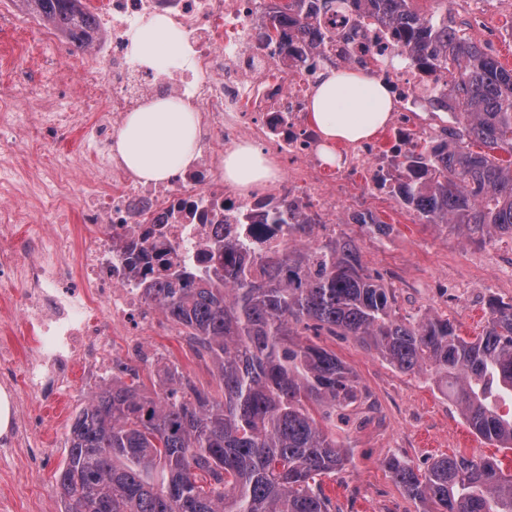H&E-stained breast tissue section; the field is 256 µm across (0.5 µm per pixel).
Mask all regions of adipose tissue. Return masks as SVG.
Instances as JSON below:
<instances>
[{
  "label": "adipose tissue",
  "mask_w": 512,
  "mask_h": 512,
  "mask_svg": "<svg viewBox=\"0 0 512 512\" xmlns=\"http://www.w3.org/2000/svg\"><path fill=\"white\" fill-rule=\"evenodd\" d=\"M180 33L162 17L138 29L131 54L140 63L153 64L159 53L176 50ZM393 99L389 89L370 75L354 70L327 74L309 106V116L325 143L354 142L373 136L390 119ZM118 150L125 164L145 183L168 179L191 166L199 154V115L175 98L150 100L127 114ZM273 175L267 158L243 145L224 159V177L242 187L261 184Z\"/></svg>",
  "instance_id": "obj_1"
}]
</instances>
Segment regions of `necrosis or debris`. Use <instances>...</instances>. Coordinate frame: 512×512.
<instances>
[{
  "label": "necrosis or debris",
  "mask_w": 512,
  "mask_h": 512,
  "mask_svg": "<svg viewBox=\"0 0 512 512\" xmlns=\"http://www.w3.org/2000/svg\"><path fill=\"white\" fill-rule=\"evenodd\" d=\"M280 0H94L96 36L78 87H54L34 113H17L18 85L0 86V301L15 307L31 344L23 352L0 337V392L11 422L0 456L18 454L30 472L44 460L45 424L34 403L61 400L74 380L93 390L119 364L154 366L167 358L154 335L162 325L146 284L175 267L197 272L221 263L224 245L253 258L287 247L293 224L317 237L356 223L370 196H395L403 156L426 141L453 138L458 100L451 77L413 52L398 30L368 14L315 7L282 23L276 40L265 28ZM167 17L187 43L145 68L131 56L138 25ZM353 68L387 84L394 96L389 145L372 138L337 145L336 163L309 123L307 105L330 71ZM77 96L85 111L68 112ZM158 96L190 101L200 116L196 162L171 179L142 183L123 164L117 143L128 112ZM86 129L92 174L78 179L70 156L46 152L34 175L13 163ZM250 143L276 175L241 188L224 178V155ZM81 180L87 196L78 220L66 212L64 186ZM52 213L50 233L31 230L29 201Z\"/></svg>",
  "instance_id": "1"
}]
</instances>
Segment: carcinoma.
I'll list each match as a JSON object with an SVG mask.
<instances>
[{"label": "carcinoma", "instance_id": "carcinoma-1", "mask_svg": "<svg viewBox=\"0 0 512 512\" xmlns=\"http://www.w3.org/2000/svg\"><path fill=\"white\" fill-rule=\"evenodd\" d=\"M303 0L269 20L278 31ZM416 52L448 67L464 112L455 137L405 157L400 203L426 226L483 245L512 237V69L458 32L448 10L429 16L414 0H370ZM86 50L74 33L94 24L81 0H19ZM478 144L481 150H473ZM286 247L255 263L224 249V271L180 270L147 289L168 320L207 356L223 397L169 367L167 392L138 371L112 380L76 414L56 477L63 512H332L316 481L347 457L315 417L347 426L364 389L332 350L295 339L299 329L351 336L405 373L424 371L457 406L473 433L512 448V303H490L482 334L468 341L448 318L399 317L394 296L368 271L350 238L319 241L294 224ZM394 482L425 512H512V474L496 459L444 456L426 470L390 458Z\"/></svg>", "mask_w": 512, "mask_h": 512}]
</instances>
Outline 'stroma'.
<instances>
[{"mask_svg":"<svg viewBox=\"0 0 512 512\" xmlns=\"http://www.w3.org/2000/svg\"><path fill=\"white\" fill-rule=\"evenodd\" d=\"M460 10L476 17L462 26V33L512 68V0H448L449 13ZM46 57L57 59V74L72 85L87 63L86 54L41 40L33 27L0 30V77L40 80ZM368 205L391 226L384 240L374 239L357 224L337 225L336 233L360 244L369 270L393 289L399 316L435 311L447 315L461 336L473 337L487 324L490 299L512 303V238L472 245L420 224L395 201L372 198ZM157 338L197 387L221 396L212 365L199 364L182 351L177 337L161 331ZM302 338L336 352L369 395L368 402L352 411L349 426L336 432L349 462L345 472L322 479L333 512H421V504L395 484L384 464L393 455L422 469L443 455L494 457L512 471V450L475 435L458 407L427 376L399 371L349 336L306 332ZM88 400L76 384L59 403L42 408L48 424V460L38 473L25 474L20 458L0 460V498L13 499L16 512H60L55 474L67 453L68 426Z\"/></svg>","mask_w":512,"mask_h":512,"instance_id":"obj_1","label":"stroma"}]
</instances>
